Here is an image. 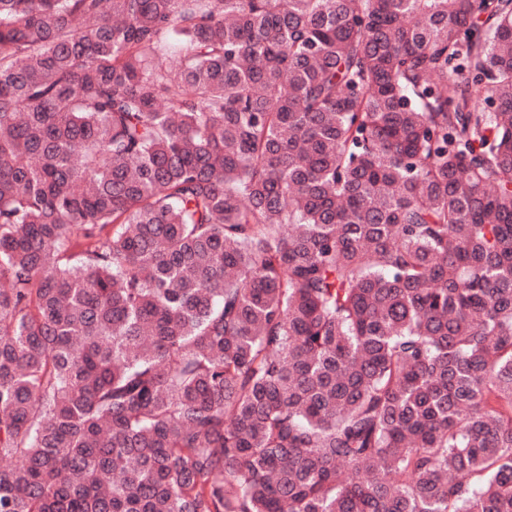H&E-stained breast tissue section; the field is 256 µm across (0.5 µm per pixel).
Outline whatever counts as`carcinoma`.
<instances>
[{
	"mask_svg": "<svg viewBox=\"0 0 512 512\" xmlns=\"http://www.w3.org/2000/svg\"><path fill=\"white\" fill-rule=\"evenodd\" d=\"M0 512H512V0H0Z\"/></svg>",
	"mask_w": 512,
	"mask_h": 512,
	"instance_id": "obj_1",
	"label": "carcinoma"
}]
</instances>
